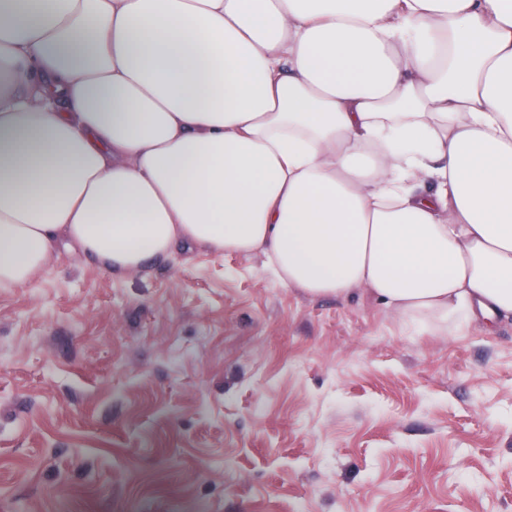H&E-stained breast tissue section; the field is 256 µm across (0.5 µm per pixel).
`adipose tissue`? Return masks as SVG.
Instances as JSON below:
<instances>
[{
  "label": "adipose tissue",
  "instance_id": "ef3b65f1",
  "mask_svg": "<svg viewBox=\"0 0 512 512\" xmlns=\"http://www.w3.org/2000/svg\"><path fill=\"white\" fill-rule=\"evenodd\" d=\"M263 255L427 336L512 316V0H0V288Z\"/></svg>",
  "mask_w": 512,
  "mask_h": 512
}]
</instances>
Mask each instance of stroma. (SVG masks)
I'll use <instances>...</instances> for the list:
<instances>
[{
	"label": "stroma",
	"instance_id": "35a3bbf8",
	"mask_svg": "<svg viewBox=\"0 0 512 512\" xmlns=\"http://www.w3.org/2000/svg\"><path fill=\"white\" fill-rule=\"evenodd\" d=\"M0 512H512V322L416 336L260 255L0 288Z\"/></svg>",
	"mask_w": 512,
	"mask_h": 512
}]
</instances>
